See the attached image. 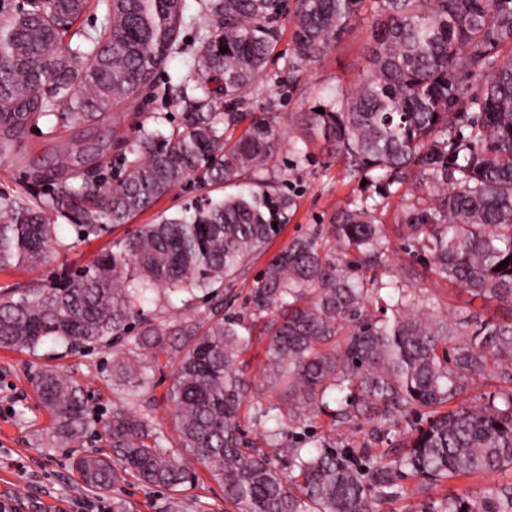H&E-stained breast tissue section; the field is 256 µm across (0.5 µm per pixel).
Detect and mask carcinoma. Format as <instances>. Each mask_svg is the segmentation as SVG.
<instances>
[{
	"mask_svg": "<svg viewBox=\"0 0 512 512\" xmlns=\"http://www.w3.org/2000/svg\"><path fill=\"white\" fill-rule=\"evenodd\" d=\"M367 0H207V22L187 76L163 89L182 110L165 134L140 126L70 161L34 170L46 200L0 196V271L46 262L59 218L75 219L78 246L151 208L189 178L217 188L263 170L281 144L278 112H243L273 55L282 20L293 24L288 67L321 60ZM90 0H0V155L46 119L95 127L120 106L158 93L157 74L187 50L183 0H97L105 21L71 31ZM383 17L369 68L336 91L306 126L342 158L356 192L331 224L292 240L258 275L254 308L224 315V282L276 237L290 199L263 184L205 197L114 242L90 264L0 293V348L36 352L48 342L80 352L136 342L171 350L167 399L178 453L149 413L113 408L103 431L112 455L84 454L73 469L95 492L130 478L185 492L199 471L224 489V512H379L398 496L451 478L512 472V0H373ZM79 36L76 45L66 41ZM239 135H234L235 131ZM123 159L117 184L102 174ZM366 185H361V182ZM415 198L394 234L405 252L509 319L424 308L422 289L383 280L390 235L378 213L400 190ZM506 265H501V262ZM208 297L201 320L161 325L144 314L151 295ZM268 339L275 440L320 417L342 424L372 412L381 460L358 467L330 446L287 448L288 465L245 436L240 412L253 392L243 354ZM149 365L113 351L112 376L137 397ZM500 373L478 409L451 403L475 375ZM37 397L51 415L47 447L83 441L88 405L80 384L40 372ZM408 413L425 417L398 430ZM435 512H512V481L459 492Z\"/></svg>",
	"mask_w": 512,
	"mask_h": 512,
	"instance_id": "1",
	"label": "carcinoma"
}]
</instances>
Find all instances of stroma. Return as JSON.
<instances>
[{
	"label": "stroma",
	"mask_w": 512,
	"mask_h": 512,
	"mask_svg": "<svg viewBox=\"0 0 512 512\" xmlns=\"http://www.w3.org/2000/svg\"><path fill=\"white\" fill-rule=\"evenodd\" d=\"M379 21V16L373 12H363L326 57L301 66L293 73L283 68L292 39V24L282 22L278 46L265 75L258 78L245 109L282 114L281 148L266 165L263 176L273 182L277 192L292 196L295 207L288 215L287 224L265 251L255 254L235 280L225 283V311H244L251 283L264 265L294 237L311 232L318 225L328 224L331 216L350 202L353 183L346 178L342 161L329 152L322 139L309 136L301 115L333 95L337 86L354 87L368 67L374 31ZM178 121V110L168 100L147 98L124 105L91 129H54L50 124H41L26 134L13 154L0 156V191L45 197L50 190L49 185L29 179L28 174L35 164L53 153L57 141H68L77 150L90 134L108 141L113 133L129 134L142 125L166 133ZM299 148L306 150V160H298L295 151ZM209 192V187L199 182H186L129 223L114 227L110 233L79 246L74 243L76 234L73 226L67 220H60L62 246L54 262L43 268L20 267L0 272V288L44 278L61 266L89 263L112 241L133 233L140 225L153 223L159 215L171 216L180 212L185 203L207 196ZM385 272L397 278L411 277L413 284L422 288L424 296L440 310L470 307L489 319L498 313L496 306L486 307L481 301L472 300L470 295L436 276L423 261L406 254L399 240L391 242ZM266 346L264 337H254L247 353L248 376L254 393L243 410V427L249 438L259 444L264 443L265 430L269 426L265 410L278 401L265 371ZM174 360V354H160L157 365L151 370L150 389L144 398L134 400L129 397L127 387L112 378L111 348L100 347L73 354L66 353L64 347L50 344L32 354L0 349V496L10 495L24 500L29 512H51L61 502L78 504L95 497L94 491L89 490L72 470L70 449L49 448L44 444L52 420L40 406L31 381L37 369L61 370L77 380L88 394L98 425L87 435L82 450L94 453L109 451L110 445L100 423L118 406L137 413L150 412L167 439L176 440L174 413L166 400ZM17 459L24 460V470L14 468L13 462ZM498 482L495 476L464 483L449 480L414 497L401 496L383 502L380 512H411L414 506L434 504L443 494L452 495L464 488L481 493Z\"/></svg>",
	"instance_id": "1"
}]
</instances>
